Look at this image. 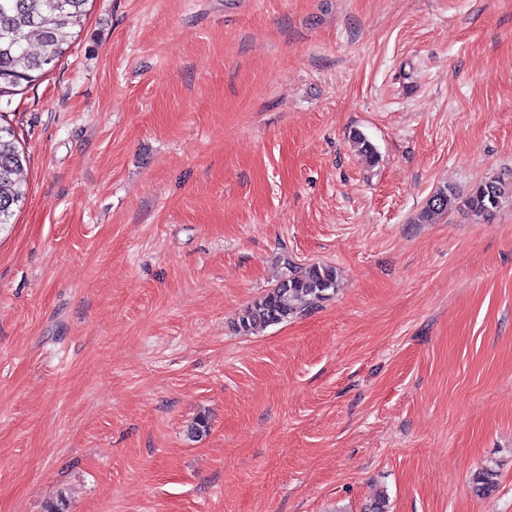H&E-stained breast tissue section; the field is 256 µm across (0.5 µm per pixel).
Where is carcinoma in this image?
Wrapping results in <instances>:
<instances>
[{"mask_svg":"<svg viewBox=\"0 0 512 512\" xmlns=\"http://www.w3.org/2000/svg\"><path fill=\"white\" fill-rule=\"evenodd\" d=\"M88 0H0V98L24 83H32L65 55L71 30L82 26ZM25 157L15 144L11 127L0 124V225L11 223L13 207L26 195ZM512 196V181L494 177L480 182L463 201L468 214L486 219L504 198ZM456 203L455 194L440 190L417 216L426 224ZM336 291V270L328 265L287 263L284 279L248 306L238 320L248 333L280 324L313 310ZM496 471L483 468L473 474V491L490 495L497 485Z\"/></svg>","mask_w":512,"mask_h":512,"instance_id":"carcinoma-1","label":"carcinoma"}]
</instances>
